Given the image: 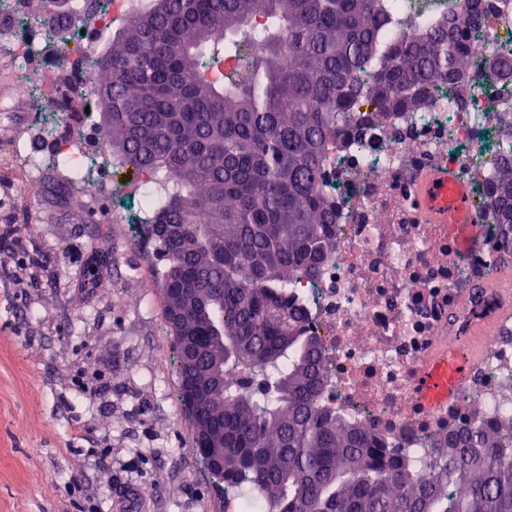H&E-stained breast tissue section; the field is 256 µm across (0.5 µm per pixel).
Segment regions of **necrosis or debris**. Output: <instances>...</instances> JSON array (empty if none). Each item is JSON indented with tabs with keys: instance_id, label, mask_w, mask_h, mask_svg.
<instances>
[{
	"instance_id": "necrosis-or-debris-1",
	"label": "necrosis or debris",
	"mask_w": 512,
	"mask_h": 512,
	"mask_svg": "<svg viewBox=\"0 0 512 512\" xmlns=\"http://www.w3.org/2000/svg\"><path fill=\"white\" fill-rule=\"evenodd\" d=\"M429 3L430 15L465 30L470 57L512 54V0ZM477 23L483 33L470 37ZM510 111L512 92L493 80L477 83L461 105L433 97L423 111L382 121L358 110L321 166L336 222L316 276L293 288L306 332L319 343L318 404L414 462L429 453L430 438L512 409V324L484 337L481 360L453 399L427 406L417 397L422 371L494 320L512 295L486 273L512 264V252L498 246L493 228L502 158L480 139ZM427 168L453 170L474 190L478 248L461 252L445 225L419 222L412 189Z\"/></svg>"
}]
</instances>
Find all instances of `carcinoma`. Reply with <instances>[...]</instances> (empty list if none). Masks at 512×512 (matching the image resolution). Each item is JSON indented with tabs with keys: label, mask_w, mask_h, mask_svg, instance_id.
Masks as SVG:
<instances>
[{
	"label": "carcinoma",
	"mask_w": 512,
	"mask_h": 512,
	"mask_svg": "<svg viewBox=\"0 0 512 512\" xmlns=\"http://www.w3.org/2000/svg\"><path fill=\"white\" fill-rule=\"evenodd\" d=\"M51 27L70 30L104 0H71ZM398 0H142L102 53L84 57L102 130L126 165L148 175L145 204L158 250L165 323L186 344L177 372L197 394L202 463L224 458V493L265 512H512V417L448 436L418 470L376 446L375 435L316 406L324 381L316 340L286 289L311 277L336 201L321 164L352 104L420 112L430 91L462 99L468 71L512 85V57L473 60L428 18L418 39L392 41ZM224 32L216 41L213 34ZM260 46L261 61H249ZM288 55L290 63L281 59ZM244 64L218 84L208 70ZM496 234L512 244V142L499 144ZM40 164L92 195L80 163L49 152ZM251 371L254 389L226 377Z\"/></svg>",
	"instance_id": "obj_1"
}]
</instances>
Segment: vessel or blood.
I'll use <instances>...</instances> for the list:
<instances>
[{
  "instance_id": "b4317fda",
  "label": "vessel or blood",
  "mask_w": 512,
  "mask_h": 512,
  "mask_svg": "<svg viewBox=\"0 0 512 512\" xmlns=\"http://www.w3.org/2000/svg\"><path fill=\"white\" fill-rule=\"evenodd\" d=\"M414 200L425 222L447 225L449 235L463 248L479 243L478 217L471 192L453 172H421L417 177ZM477 361L476 350L469 349L435 362L420 377V399L435 404L448 398Z\"/></svg>"
}]
</instances>
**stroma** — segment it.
<instances>
[{
	"mask_svg": "<svg viewBox=\"0 0 512 512\" xmlns=\"http://www.w3.org/2000/svg\"><path fill=\"white\" fill-rule=\"evenodd\" d=\"M0 53V512H113L139 488L140 512H224L199 461L163 321L152 239L112 221V198L77 203L60 175L14 153L37 124ZM94 285H87V274ZM75 491H67L69 480Z\"/></svg>",
	"mask_w": 512,
	"mask_h": 512,
	"instance_id": "35a3bbf8",
	"label": "stroma"
}]
</instances>
